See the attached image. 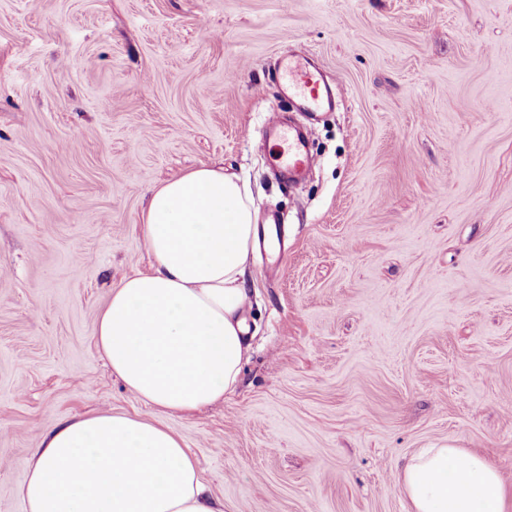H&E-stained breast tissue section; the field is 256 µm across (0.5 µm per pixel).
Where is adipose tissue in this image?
<instances>
[{
    "label": "adipose tissue",
    "mask_w": 512,
    "mask_h": 512,
    "mask_svg": "<svg viewBox=\"0 0 512 512\" xmlns=\"http://www.w3.org/2000/svg\"><path fill=\"white\" fill-rule=\"evenodd\" d=\"M143 233L156 261L112 289L96 343L146 405L186 412L222 400L241 372L247 261L258 235L247 188L202 166L153 190ZM411 512H507L499 473L452 446L416 452L400 479ZM26 512H223L182 440L109 411L46 435L19 490Z\"/></svg>",
    "instance_id": "ef3b65f1"
}]
</instances>
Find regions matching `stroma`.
Here are the masks:
<instances>
[{"label": "stroma", "mask_w": 512, "mask_h": 512, "mask_svg": "<svg viewBox=\"0 0 512 512\" xmlns=\"http://www.w3.org/2000/svg\"><path fill=\"white\" fill-rule=\"evenodd\" d=\"M289 52L343 91L296 187L262 137ZM203 165L285 236L235 390L163 412L94 329L154 267L150 191ZM100 411L180 436L224 512H410L402 469L445 445L512 494V0H0V512Z\"/></svg>", "instance_id": "obj_1"}]
</instances>
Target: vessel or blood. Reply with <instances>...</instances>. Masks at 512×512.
Wrapping results in <instances>:
<instances>
[{
    "label": "vessel or blood",
    "mask_w": 512,
    "mask_h": 512,
    "mask_svg": "<svg viewBox=\"0 0 512 512\" xmlns=\"http://www.w3.org/2000/svg\"><path fill=\"white\" fill-rule=\"evenodd\" d=\"M277 73L289 99L300 111L314 118L335 108L340 93L339 86L329 85L322 70L309 58L294 54L282 57ZM264 126L276 142L273 157L275 167L287 172L292 178L307 172L312 164L307 144L286 124L283 113H267Z\"/></svg>",
    "instance_id": "obj_1"
}]
</instances>
